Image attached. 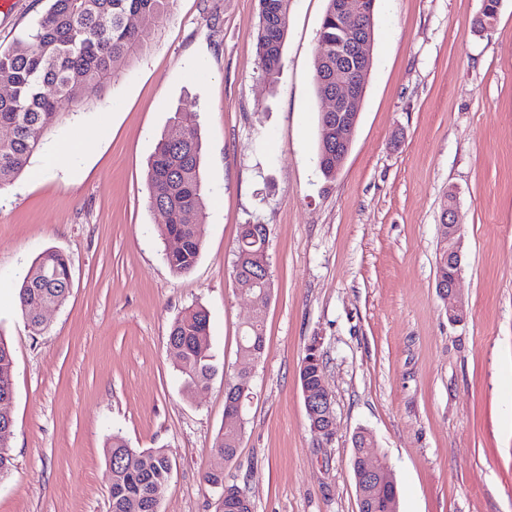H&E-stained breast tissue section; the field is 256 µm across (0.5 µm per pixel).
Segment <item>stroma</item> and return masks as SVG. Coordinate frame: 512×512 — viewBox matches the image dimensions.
<instances>
[{
	"mask_svg": "<svg viewBox=\"0 0 512 512\" xmlns=\"http://www.w3.org/2000/svg\"><path fill=\"white\" fill-rule=\"evenodd\" d=\"M48 0L0 11V51ZM376 0L373 65L335 180L316 166L313 84L326 0H291L275 84L256 52L258 0H175L149 52L64 115L0 190V337L10 346L13 466L0 512H109L104 447L164 449L160 512H216L222 465L254 512H359L352 438L371 429L399 512H512V0ZM200 114L206 197L196 266L174 274L147 164L177 107ZM79 140L71 158L56 147ZM464 230L463 322L435 271L448 191ZM268 229L274 289L236 457L219 463L224 379L244 370L251 295L231 276L242 224ZM71 262L68 299L36 333L16 303L44 250ZM210 314L217 373L185 392L169 346L190 306ZM319 339L335 436L318 443L299 380Z\"/></svg>",
	"mask_w": 512,
	"mask_h": 512,
	"instance_id": "1",
	"label": "stroma"
}]
</instances>
